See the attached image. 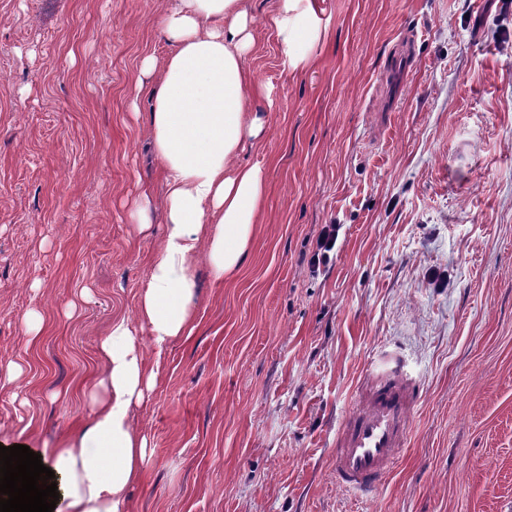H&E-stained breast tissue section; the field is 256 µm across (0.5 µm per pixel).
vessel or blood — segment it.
I'll return each instance as SVG.
<instances>
[{"label":"vessel or blood","instance_id":"obj_1","mask_svg":"<svg viewBox=\"0 0 512 512\" xmlns=\"http://www.w3.org/2000/svg\"><path fill=\"white\" fill-rule=\"evenodd\" d=\"M418 398L402 356L384 352L370 360L336 432L332 476L341 488L363 497L379 492L405 445Z\"/></svg>","mask_w":512,"mask_h":512}]
</instances>
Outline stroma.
<instances>
[{
	"mask_svg": "<svg viewBox=\"0 0 512 512\" xmlns=\"http://www.w3.org/2000/svg\"><path fill=\"white\" fill-rule=\"evenodd\" d=\"M163 5L0 0V362L27 378L0 388V446L68 435L99 339L135 311L161 234L122 200L146 185L159 210L164 187L129 102L141 56L168 50ZM276 5L246 3L270 90L240 155L266 176L260 230L235 278L198 267L196 328L137 410L135 510L512 512V0H323L330 38L294 78ZM395 348L421 399L364 499L334 481V440L365 364ZM338 230V225H325V228L318 241V250L311 258V263L313 266L319 267L321 264L327 265L331 261L329 252L332 251L336 244Z\"/></svg>",
	"mask_w": 512,
	"mask_h": 512,
	"instance_id": "35a3bbf8",
	"label": "stroma"
}]
</instances>
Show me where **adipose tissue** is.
Segmentation results:
<instances>
[{
	"label": "adipose tissue",
	"instance_id": "obj_1",
	"mask_svg": "<svg viewBox=\"0 0 512 512\" xmlns=\"http://www.w3.org/2000/svg\"><path fill=\"white\" fill-rule=\"evenodd\" d=\"M318 0H278L270 21L283 69H310L313 48L329 37ZM254 19L244 0H167L155 18L164 58L144 55L137 88L149 92L153 151L165 175L161 242L147 260L134 318H116L98 343L97 370L83 390L90 413L78 429L40 450L55 474L54 512H132L130 491L144 473L149 442L134 412L154 390L143 337L156 349L191 335L197 266L213 280L244 264L265 195L260 167L240 163L266 120L245 109L266 94L248 67Z\"/></svg>",
	"mask_w": 512,
	"mask_h": 512
}]
</instances>
